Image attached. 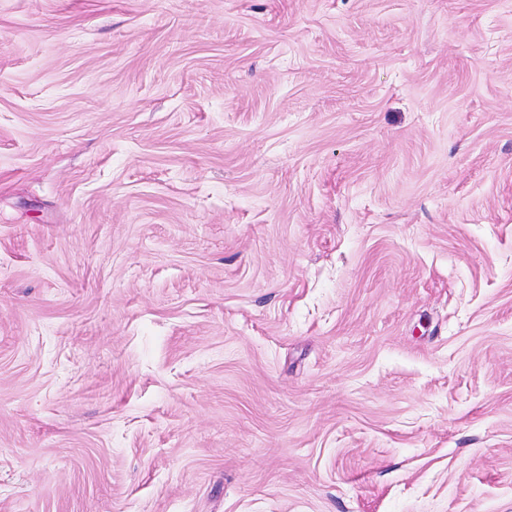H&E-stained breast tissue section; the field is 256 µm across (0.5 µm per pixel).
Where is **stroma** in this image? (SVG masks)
<instances>
[{"label":"stroma","mask_w":512,"mask_h":512,"mask_svg":"<svg viewBox=\"0 0 512 512\" xmlns=\"http://www.w3.org/2000/svg\"><path fill=\"white\" fill-rule=\"evenodd\" d=\"M0 512H512V0H0Z\"/></svg>","instance_id":"stroma-1"}]
</instances>
